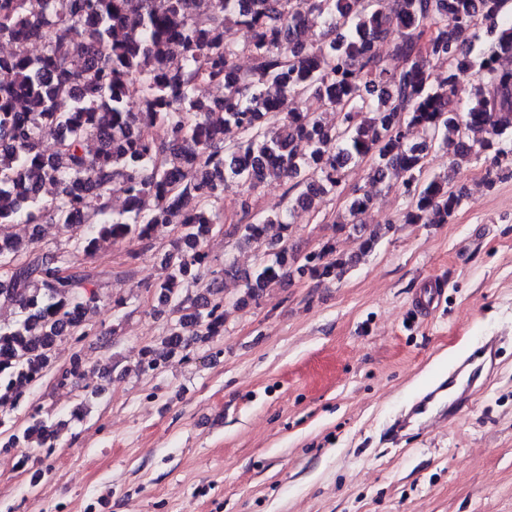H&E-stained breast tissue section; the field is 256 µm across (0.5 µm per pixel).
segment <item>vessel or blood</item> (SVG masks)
<instances>
[{
	"label": "vessel or blood",
	"mask_w": 512,
	"mask_h": 512,
	"mask_svg": "<svg viewBox=\"0 0 512 512\" xmlns=\"http://www.w3.org/2000/svg\"><path fill=\"white\" fill-rule=\"evenodd\" d=\"M496 352V341L489 337L480 341L476 351L458 358L448 372L434 378L412 400L398 422L399 428L408 427L413 419L444 400L456 405L468 401L475 394L480 377L492 370Z\"/></svg>",
	"instance_id": "obj_1"
}]
</instances>
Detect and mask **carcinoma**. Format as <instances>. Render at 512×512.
Masks as SVG:
<instances>
[{
    "label": "carcinoma",
    "mask_w": 512,
    "mask_h": 512,
    "mask_svg": "<svg viewBox=\"0 0 512 512\" xmlns=\"http://www.w3.org/2000/svg\"><path fill=\"white\" fill-rule=\"evenodd\" d=\"M0 0V226L28 224V238L0 250V305L20 312L0 323V408L27 410L19 429L0 412L4 446L51 448L65 425L42 415L31 389L54 367L66 336L88 334L98 293L82 262L112 246L153 240L176 224L158 298L177 315L160 342L139 357L142 372L188 346L187 331L224 328L223 284L232 263L211 267L203 242L215 232L258 251L244 275L245 296L294 276H341L353 259L328 241L302 257L288 253L286 215L223 228L224 190L246 196L289 181L295 203L315 215L327 196L347 197L336 228L358 231L373 204L361 186L347 190L351 168L368 162L366 179L400 183L402 224H446L461 207L458 161L485 155L512 162V0ZM245 28L241 49L223 40L228 24ZM323 29L318 43L302 32ZM398 33L389 68L375 46ZM42 52L30 55L28 46ZM254 67L240 71L239 51ZM482 82L464 102L460 75ZM202 84L224 97H198ZM315 97L321 111H283L284 100ZM69 102L63 109L60 103ZM240 139L224 148V129ZM491 137L469 139L468 132ZM55 142L45 151L41 143ZM452 158L444 175L424 177L430 151ZM124 195L110 208V195ZM61 225L71 243L42 244L41 218ZM207 279L213 301L189 302L188 284ZM85 376L73 356L60 385Z\"/></svg>",
    "instance_id": "1"
}]
</instances>
